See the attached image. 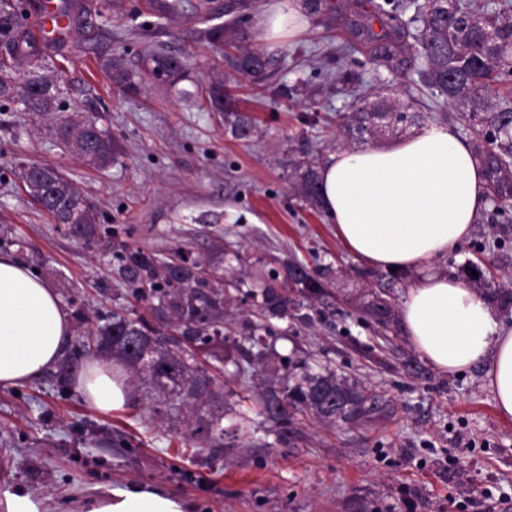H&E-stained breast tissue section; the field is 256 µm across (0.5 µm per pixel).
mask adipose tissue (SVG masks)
I'll return each mask as SVG.
<instances>
[{"instance_id":"ef3b65f1","label":"adipose tissue","mask_w":512,"mask_h":512,"mask_svg":"<svg viewBox=\"0 0 512 512\" xmlns=\"http://www.w3.org/2000/svg\"><path fill=\"white\" fill-rule=\"evenodd\" d=\"M298 0H272L261 40L300 33ZM322 201L344 246L367 264L416 272L400 318L416 350L439 372L483 363L497 415L512 420V326L498 322L479 293L436 261L458 249L486 204V173L469 142L429 126L389 147L342 149L320 169ZM73 324L57 293L37 271L0 253V389L43 376L59 363ZM89 407L121 408L129 388L110 359L85 363L72 381ZM180 498L131 484L81 498V512H187Z\"/></svg>"}]
</instances>
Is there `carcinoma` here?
<instances>
[{
    "label": "carcinoma",
    "mask_w": 512,
    "mask_h": 512,
    "mask_svg": "<svg viewBox=\"0 0 512 512\" xmlns=\"http://www.w3.org/2000/svg\"><path fill=\"white\" fill-rule=\"evenodd\" d=\"M0 0V46L7 55L0 57V100L16 101L21 111L34 112L49 121L68 151L82 163L102 168L112 164L116 146L101 128L88 129V118L79 112L58 113L55 105L59 87L58 72L39 59L34 50L19 48L23 40L15 9ZM375 12L384 18L388 29L384 55L370 53L372 61L389 65L395 57L408 55L421 61V94L431 105L449 104L491 131L489 145L480 155L489 172L498 202L512 206V93L501 94L496 86L512 82V3L496 0L476 10L468 0H387ZM200 37L216 46L225 62L240 76L260 84L268 77L269 58L258 49L240 46L242 36L230 23L210 25ZM152 75L171 85L182 78L183 63L173 56L149 53ZM112 81L125 89L137 88L136 74L122 61L109 63ZM206 98L216 112L227 111L230 97L224 94V74L211 76ZM399 112L398 121L408 115L397 101L378 100L353 109L345 132L361 141L378 128L379 120ZM253 130L250 116L233 115L231 131L246 137ZM299 193L316 204L320 201V181L313 161L300 163ZM19 179L26 193L56 224L85 244L98 242L96 215L82 190L57 169L31 164L21 168ZM114 270L118 282L131 290L144 304L145 311L122 314L112 312L92 317L77 313L83 330V347L90 355L112 352V361L146 382L164 408L158 414L189 409L186 439L218 452L239 438L235 424L224 428L223 392L202 378L198 356L224 362V306L231 301L225 290L224 275L212 267V260L193 256L182 249L168 256L127 246L116 255ZM287 280L314 293L320 284L306 270L290 265ZM279 273L261 276L264 281L260 314L266 319L288 314L285 287L274 280ZM164 307L167 322L154 325L149 316ZM362 312L380 330L394 323L388 302L376 295L361 304ZM291 386H272L257 400V406L282 429H288V408L307 410L318 419L333 423L369 419L379 410L376 397L366 394L358 384L325 369L296 374L284 364Z\"/></svg>",
    "instance_id": "cac0c4a2"
}]
</instances>
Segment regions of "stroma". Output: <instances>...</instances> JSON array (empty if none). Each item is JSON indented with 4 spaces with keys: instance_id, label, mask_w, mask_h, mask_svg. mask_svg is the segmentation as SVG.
I'll list each match as a JSON object with an SVG mask.
<instances>
[{
    "instance_id": "stroma-1",
    "label": "stroma",
    "mask_w": 512,
    "mask_h": 512,
    "mask_svg": "<svg viewBox=\"0 0 512 512\" xmlns=\"http://www.w3.org/2000/svg\"><path fill=\"white\" fill-rule=\"evenodd\" d=\"M266 0H189L186 16L159 15L154 0H84L86 25L68 47L49 54L61 76L64 112L93 116L119 146L115 161L92 168L73 157L27 112H0V230L11 253L39 270L69 312L132 307L112 275L122 246L181 247L222 260L225 272L249 281L257 265L282 270L301 263L324 284L321 294L290 292L295 308L271 319L265 344L241 336L259 316L243 293L224 309V352L249 351L246 381L225 363L224 391L248 386L262 394L284 363L329 368L377 396L387 411L354 425H328L292 411L285 436L252 415L237 445L222 456L185 445L186 413L160 418L141 386L122 408L100 413L73 392L87 358L80 339L67 350L69 376L51 369L15 389L0 390V486L20 484L49 499L54 512H79V491L149 483L184 498L191 512H512V421L501 420L481 366L455 375L436 371L402 325L380 335L358 299L378 294L400 310L413 273L369 266L342 244L324 208L297 190V164L319 161L351 142L342 118L355 102L345 76L371 83L372 99H399L423 125H445L472 149L483 140L452 107L427 106L408 93L418 62L400 56L395 70L365 51L342 57L347 24L371 14L377 0H319L304 7L306 28L275 43L256 30ZM234 22L245 46L275 64L264 87L237 78V109L256 133L232 137L225 114L202 105L195 91L225 69L217 50L200 41L202 15ZM183 55L184 79L172 87L145 69L146 52ZM111 58L140 72L141 89L122 92L106 70ZM46 164L78 183L96 211L99 245L85 247L52 224L18 178L24 164ZM437 271L470 282L494 313L512 322V209L489 201L460 249ZM128 439L113 445L111 433Z\"/></svg>"
}]
</instances>
